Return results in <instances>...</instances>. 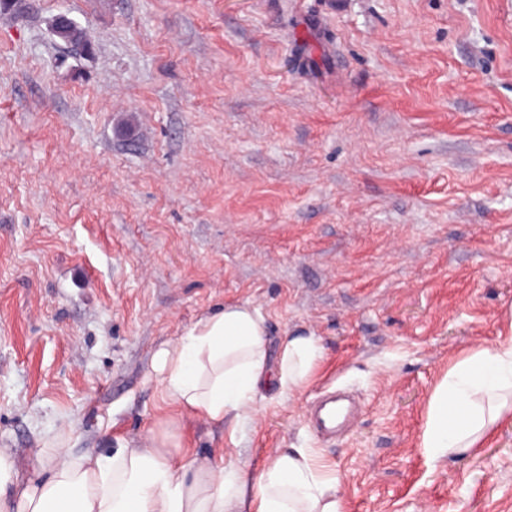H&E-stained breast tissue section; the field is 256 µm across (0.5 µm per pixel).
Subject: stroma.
<instances>
[{
    "label": "stroma",
    "instance_id": "1",
    "mask_svg": "<svg viewBox=\"0 0 512 512\" xmlns=\"http://www.w3.org/2000/svg\"><path fill=\"white\" fill-rule=\"evenodd\" d=\"M93 57L52 35L58 14ZM249 304L307 389L181 447L306 448L344 512H512V424L432 460L430 396L512 329V0H22L0 11V447L171 414L154 351ZM347 434L308 422L325 392Z\"/></svg>",
    "mask_w": 512,
    "mask_h": 512
}]
</instances>
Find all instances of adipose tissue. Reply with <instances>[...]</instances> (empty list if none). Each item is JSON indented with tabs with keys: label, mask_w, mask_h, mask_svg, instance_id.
Wrapping results in <instances>:
<instances>
[{
	"label": "adipose tissue",
	"mask_w": 512,
	"mask_h": 512,
	"mask_svg": "<svg viewBox=\"0 0 512 512\" xmlns=\"http://www.w3.org/2000/svg\"><path fill=\"white\" fill-rule=\"evenodd\" d=\"M324 357L311 333L271 347L265 317L246 304L204 315L159 347L152 370L175 415L146 435L107 451L72 455V427L31 449L47 468L21 477L12 449L0 448V512H344L336 472L309 449L281 448L256 477L233 453L187 455L178 443L184 420L241 428L257 403L302 392ZM512 423V336L457 361L434 388L422 432L432 458L480 447Z\"/></svg>",
	"instance_id": "obj_1"
}]
</instances>
